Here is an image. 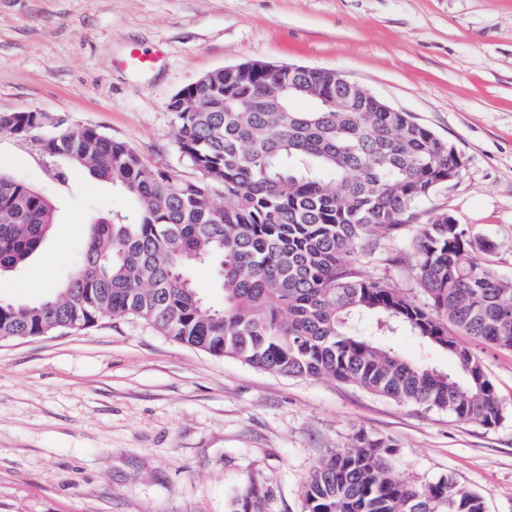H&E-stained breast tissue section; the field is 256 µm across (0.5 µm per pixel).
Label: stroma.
<instances>
[{
    "instance_id": "obj_1",
    "label": "stroma",
    "mask_w": 512,
    "mask_h": 512,
    "mask_svg": "<svg viewBox=\"0 0 512 512\" xmlns=\"http://www.w3.org/2000/svg\"><path fill=\"white\" fill-rule=\"evenodd\" d=\"M134 48L163 61L133 67ZM255 60L337 70L454 144L459 178L420 210L448 212L512 277V0H0V113L96 128L188 177L169 100ZM0 171L56 208L42 248L0 276L2 297L53 294L90 218L138 219L125 192L33 140L0 133ZM414 230L374 243L367 269L412 289ZM470 347L503 409L491 428L216 358L132 320L0 343V512H242L252 480L263 512H303L308 476L361 430L393 441L403 478L448 476L486 512H512V351Z\"/></svg>"
}]
</instances>
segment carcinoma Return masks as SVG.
<instances>
[{"mask_svg":"<svg viewBox=\"0 0 512 512\" xmlns=\"http://www.w3.org/2000/svg\"><path fill=\"white\" fill-rule=\"evenodd\" d=\"M350 98L335 71L299 66L211 71L168 102L178 150L196 173L150 167L127 143L46 112L0 113V132L128 193L139 220L89 224L62 288L34 302L0 297V342L139 320L215 357L286 377L355 384L402 404L494 427L503 419L481 360L460 336L512 350V278L475 254L445 211L416 225V297L363 268L368 241L394 236L450 178L454 145L408 112ZM54 224L52 204L0 172V275L24 266ZM211 268L206 300L188 270ZM396 336L448 355L441 372L403 356ZM393 444L365 431L304 485L306 512H485L451 477L398 475ZM266 496L247 484L244 512Z\"/></svg>","mask_w":512,"mask_h":512,"instance_id":"1","label":"carcinoma"}]
</instances>
